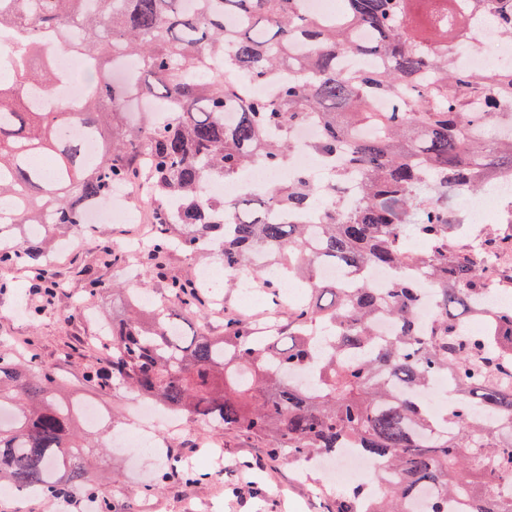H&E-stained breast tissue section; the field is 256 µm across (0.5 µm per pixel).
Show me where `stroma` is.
<instances>
[{"label":"stroma","mask_w":512,"mask_h":512,"mask_svg":"<svg viewBox=\"0 0 512 512\" xmlns=\"http://www.w3.org/2000/svg\"><path fill=\"white\" fill-rule=\"evenodd\" d=\"M135 230L132 223L101 224L93 238L77 242L55 267L60 286L46 310L37 308L42 290L30 276H23L22 287L1 292L0 349L31 351L53 369L65 393L110 412L104 429L88 433L102 449L88 457L87 468L111 498L114 512H331L339 487L326 481L320 468L302 467L284 455L270 460L259 441L209 435L189 417L183 418L180 429L162 431L168 450L165 457L146 452L134 459L112 447V437L135 428L136 406L142 398L120 385L101 388L89 377L92 370L108 363L97 342L102 325L126 313L124 290L110 289V282L125 279L130 287L147 289L158 297L165 293V277L193 280L208 272L219 290L203 291L202 305H209L215 295L223 299L227 310H236L239 304L237 289L225 287L224 268L212 257L173 251L167 258L165 276H157L142 262L139 277L130 280L122 266H96L97 243L107 242L115 252H125ZM86 264L95 265L104 288L87 289L77 275L78 268ZM205 440L224 449L221 477H200L187 483L173 475L172 466L187 469ZM84 504L77 494L65 503L0 495V512H84Z\"/></svg>","instance_id":"stroma-1"}]
</instances>
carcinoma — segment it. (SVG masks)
I'll use <instances>...</instances> for the list:
<instances>
[{"label": "carcinoma", "instance_id": "carcinoma-1", "mask_svg": "<svg viewBox=\"0 0 512 512\" xmlns=\"http://www.w3.org/2000/svg\"><path fill=\"white\" fill-rule=\"evenodd\" d=\"M299 2L0 0V34L19 36L0 71V203L15 209V223H0L12 241L0 245V269L35 274L52 300L59 284L44 238L25 228H77L82 203L134 178L152 200L145 249L155 267L172 250L235 271L268 262L282 278L260 287L276 297L292 280L304 292L280 303L288 319L274 330L228 315L220 336L191 330L200 305L191 280H170L149 302L132 294L130 317L102 334L110 366L92 373L100 386L119 382L216 433L261 441L271 457L286 448L304 461L352 442L395 475L367 501L355 489L336 496V512H408L421 493L431 496L426 512H448L453 496L470 500L468 512H512V496L494 492L512 485V307L486 298L489 286L512 289V265L500 262L512 253V209L467 231L452 215L464 195L512 170V126L499 125L500 109L512 108V65L492 86L455 66L449 42L469 36L462 0H344L332 23ZM471 2L496 10L512 40V0ZM45 29L57 34L50 50ZM343 54L378 62L351 78L336 68ZM62 56L89 65L79 98L54 106L58 87L73 84ZM215 59L252 82L294 77L269 97L242 99ZM403 86L412 96L399 110H374V98ZM309 117L321 126L309 150L331 165L329 186L298 170L264 195L206 194L249 167L288 165L291 129ZM325 265L351 287L324 279ZM374 268L393 273L390 288L368 282ZM424 283L434 305L427 332L416 318ZM480 312L486 330L475 335L467 324ZM382 318L394 335H378ZM305 369L314 384L297 377ZM440 377L456 401L436 416L419 396ZM3 411L0 492L82 491L95 512H112L86 467L75 404L48 366L0 351Z\"/></svg>", "mask_w": 512, "mask_h": 512}]
</instances>
